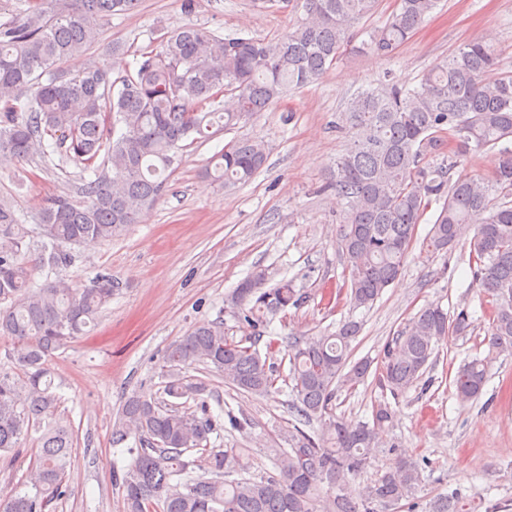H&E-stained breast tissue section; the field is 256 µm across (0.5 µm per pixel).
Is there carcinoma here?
<instances>
[{"label":"carcinoma","mask_w":512,"mask_h":512,"mask_svg":"<svg viewBox=\"0 0 512 512\" xmlns=\"http://www.w3.org/2000/svg\"><path fill=\"white\" fill-rule=\"evenodd\" d=\"M304 18L286 35L266 41L223 36L195 24L164 32L160 49L138 51L116 72L80 59L99 27L133 11L138 0H0V160L31 162L57 154L81 171L75 194L49 198L30 215L0 202V339L10 343L15 372L0 370V459L19 452L21 439L41 431L40 448L24 476L31 491L0 493V512H47L62 496L72 430L53 420L59 396L49 361L119 294L122 285L98 273L82 288L59 273L72 266L68 246L106 241L137 222L162 195L166 173L187 141L211 129L232 130L291 88L317 82L330 69L378 0H303ZM440 0H398L369 33L362 49L390 58L439 6ZM498 49L488 36L460 44L443 64L410 87L386 76L357 93L344 113L350 134L324 187L343 204L338 249L346 261L345 300L370 308L401 273L426 213L437 215L422 246L436 254L465 242L478 288L495 302L489 350L512 354V76L498 73ZM498 150L487 177L460 171L469 149ZM263 141L235 139L215 158L214 178L230 186L264 166ZM38 226L35 263L26 219ZM47 271L32 287V266ZM268 270L241 281L224 303L247 324L298 309L309 296L280 280L265 291ZM471 326L463 307L450 316L438 304L422 307L376 358L353 360L360 322L295 340L283 358L289 372L259 353V336L236 338L224 322H203L165 353L161 396L132 395L112 428L113 445L132 442V462L120 487L126 512H401L416 508L417 461L401 458L358 493L350 477L371 464L370 449L392 420L386 400L371 420L336 414L338 388L354 390L372 375L397 398L423 379L439 344ZM206 366L224 385L254 398L292 383L299 423H322L318 439L295 426L273 467L250 472L244 448H208L215 424L203 395L208 385L183 371ZM490 360L474 358L456 371V399L480 398ZM195 407H190L189 403ZM204 475H193L197 470ZM459 492L436 497L424 512H467Z\"/></svg>","instance_id":"cac0c4a2"}]
</instances>
